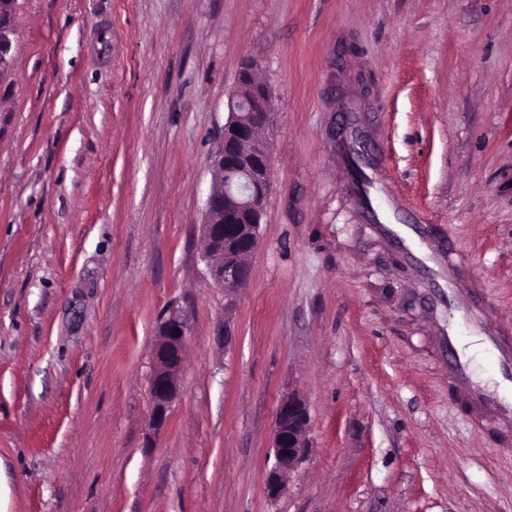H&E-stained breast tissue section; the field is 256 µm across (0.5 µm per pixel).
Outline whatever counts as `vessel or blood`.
I'll use <instances>...</instances> for the list:
<instances>
[{
  "label": "vessel or blood",
  "mask_w": 512,
  "mask_h": 512,
  "mask_svg": "<svg viewBox=\"0 0 512 512\" xmlns=\"http://www.w3.org/2000/svg\"><path fill=\"white\" fill-rule=\"evenodd\" d=\"M348 136L346 148L364 165L363 179H349L348 196L359 216L376 232L391 238L407 235L414 247L429 252L431 260L448 270V287L456 293V303L449 307L448 316L437 325L436 332L442 336L448 348V376L465 386V396L471 404L484 414L494 417L502 424H512V344L499 340L496 334L485 336L487 361L499 370L504 384L500 391L483 392L472 384V360L458 351L459 338L463 331L475 327L478 308L490 305V296L470 301L465 295L466 282L460 278V256L451 244L435 240L422 214L406 207L402 199L390 187V175L386 169L380 136L365 128L359 121L356 110L347 114Z\"/></svg>",
  "instance_id": "1"
}]
</instances>
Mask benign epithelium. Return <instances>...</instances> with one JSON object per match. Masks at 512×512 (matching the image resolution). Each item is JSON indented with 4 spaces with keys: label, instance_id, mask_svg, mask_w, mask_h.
Segmentation results:
<instances>
[{
    "label": "benign epithelium",
    "instance_id": "7a95c632",
    "mask_svg": "<svg viewBox=\"0 0 512 512\" xmlns=\"http://www.w3.org/2000/svg\"><path fill=\"white\" fill-rule=\"evenodd\" d=\"M17 0H0V75L8 65ZM257 62L248 60L229 94L227 118L220 143L212 155V188L206 200L201 234L203 257L211 279L233 302L250 280L248 258L260 241V225L269 201L272 152L268 131L272 95L266 83L255 80ZM240 178L231 189L227 176ZM191 333L188 313L171 307L163 315L153 349L148 386L149 427L165 426L180 392L185 349ZM310 418L296 393L279 401L273 423L274 464L266 476L269 496H279L285 477L294 471L310 448Z\"/></svg>",
    "mask_w": 512,
    "mask_h": 512
}]
</instances>
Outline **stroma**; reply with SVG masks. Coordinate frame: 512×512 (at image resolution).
<instances>
[{"label":"stroma","mask_w":512,"mask_h":512,"mask_svg":"<svg viewBox=\"0 0 512 512\" xmlns=\"http://www.w3.org/2000/svg\"><path fill=\"white\" fill-rule=\"evenodd\" d=\"M0 76V512H512V454L448 382L427 286L358 222L333 124L512 330V0H18ZM273 95L271 195L226 307L203 260L241 63ZM181 392L148 427L161 316ZM312 448L268 496L277 403ZM190 333L188 313L179 307L169 308L158 326L148 386L149 427L153 431L165 426L179 396L184 354Z\"/></svg>","instance_id":"obj_1"}]
</instances>
